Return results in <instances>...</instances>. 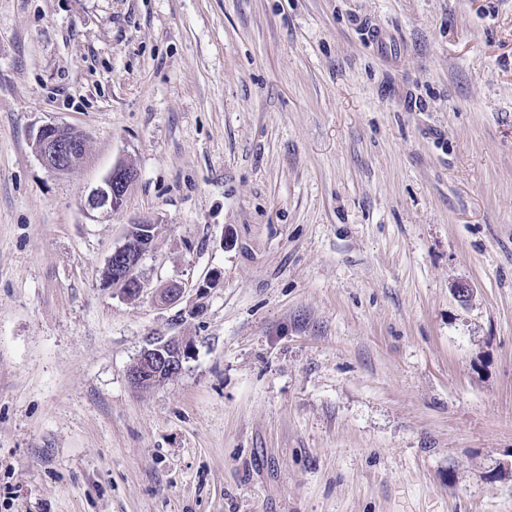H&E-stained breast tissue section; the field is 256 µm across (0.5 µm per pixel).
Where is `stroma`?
<instances>
[{
	"label": "stroma",
	"instance_id": "1",
	"mask_svg": "<svg viewBox=\"0 0 512 512\" xmlns=\"http://www.w3.org/2000/svg\"><path fill=\"white\" fill-rule=\"evenodd\" d=\"M0 512H512V0H0ZM35 143L44 165L55 172L68 171L72 162L86 152L85 141L72 137L69 127L63 124L49 123L39 127ZM136 177L134 169L128 164L116 163L102 183L90 192L87 199L88 208L105 213L118 211L117 203L123 202ZM140 223V236L131 239L125 235L123 242L112 250L106 261L112 268L113 279L124 288V293L128 296H139L143 291L144 283L137 275V267L161 231L158 224L148 221ZM186 349V345L176 339L150 344L128 369L130 386L136 391L144 390L161 378L177 375L182 370Z\"/></svg>",
	"mask_w": 512,
	"mask_h": 512
}]
</instances>
